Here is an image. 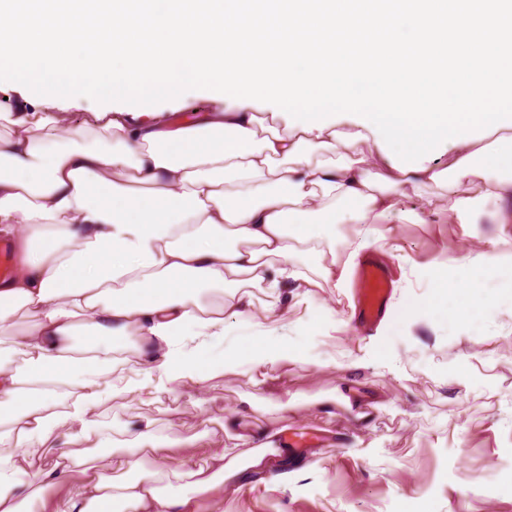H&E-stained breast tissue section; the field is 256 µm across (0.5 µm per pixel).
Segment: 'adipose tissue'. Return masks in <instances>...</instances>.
Instances as JSON below:
<instances>
[{
	"instance_id": "adipose-tissue-1",
	"label": "adipose tissue",
	"mask_w": 512,
	"mask_h": 512,
	"mask_svg": "<svg viewBox=\"0 0 512 512\" xmlns=\"http://www.w3.org/2000/svg\"><path fill=\"white\" fill-rule=\"evenodd\" d=\"M450 163L395 169L365 125L277 129L258 106L221 99L204 112H113L102 135L49 124L38 107L20 109L0 132V239L20 254L0 280V512H30L48 486L54 512H193L189 499L161 485L187 477L208 490L238 480L244 468L223 452L204 462L190 439L158 435L152 420L131 445L151 465L120 452L123 426L101 424L96 410L114 396L202 386L247 360L253 368L298 364L288 344L290 315L308 300L312 279L299 249L333 253L327 226L363 225L359 248L343 264L325 262L320 278L343 287L363 247L383 240L397 196L421 183L446 186L448 201H422L410 221L447 212L477 224L512 197V133L491 143L448 145ZM242 188L228 193L226 177ZM512 273V243L465 252L440 270L425 305L463 321L485 300L476 289L490 272ZM250 321L243 351L223 348L225 301ZM132 349L116 370L117 351ZM110 449L99 472L86 447ZM185 449L181 458L172 449ZM85 476L70 481L73 472Z\"/></svg>"
}]
</instances>
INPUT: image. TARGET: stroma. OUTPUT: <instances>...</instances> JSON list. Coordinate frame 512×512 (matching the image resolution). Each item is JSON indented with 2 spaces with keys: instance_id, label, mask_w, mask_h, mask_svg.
Listing matches in <instances>:
<instances>
[{
  "instance_id": "35a3bbf8",
  "label": "stroma",
  "mask_w": 512,
  "mask_h": 512,
  "mask_svg": "<svg viewBox=\"0 0 512 512\" xmlns=\"http://www.w3.org/2000/svg\"><path fill=\"white\" fill-rule=\"evenodd\" d=\"M441 192L422 185L398 198L399 214ZM399 214L367 253L395 275L392 304L415 301L413 314L363 336L348 321L352 286L320 285L288 332L303 361L273 369L271 383L255 385L245 364L175 398H112L98 420H154L159 435L192 439L199 459L220 448L239 460L253 455L224 431L242 399L252 400L254 422L285 426L267 464L269 473H288L287 484L272 493L256 475L239 488L200 493L176 480L195 512H512V279H484L490 302L464 322L420 305L435 291L439 266L490 239L512 242V202L480 224L444 214L415 224ZM283 388L292 397L285 408L277 400Z\"/></svg>"
}]
</instances>
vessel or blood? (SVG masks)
I'll list each match as a JSON object with an SVG mask.
<instances>
[{
  "label": "vessel or blood",
  "instance_id": "1",
  "mask_svg": "<svg viewBox=\"0 0 512 512\" xmlns=\"http://www.w3.org/2000/svg\"><path fill=\"white\" fill-rule=\"evenodd\" d=\"M394 287V277L385 265L369 260L358 273L357 326L371 331L384 319Z\"/></svg>",
  "mask_w": 512,
  "mask_h": 512
}]
</instances>
